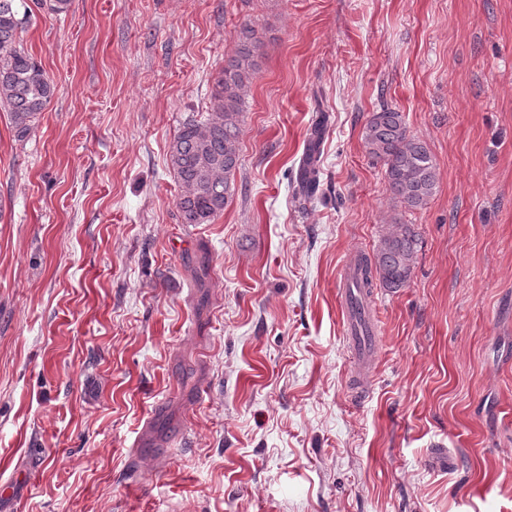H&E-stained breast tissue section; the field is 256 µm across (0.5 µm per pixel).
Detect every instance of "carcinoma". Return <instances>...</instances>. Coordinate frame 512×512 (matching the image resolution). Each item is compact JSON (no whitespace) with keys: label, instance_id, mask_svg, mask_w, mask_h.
<instances>
[{"label":"carcinoma","instance_id":"cac0c4a2","mask_svg":"<svg viewBox=\"0 0 512 512\" xmlns=\"http://www.w3.org/2000/svg\"><path fill=\"white\" fill-rule=\"evenodd\" d=\"M31 17L27 0H0V107L7 109L20 137L30 132L55 92L49 74L20 42ZM262 45L254 25L240 26L236 48L224 59V69L215 79L210 112L200 120L184 121L169 145L167 163L181 187L177 208L183 224L213 223L235 193L241 116L247 89L259 70ZM361 139L372 161L384 170L390 198L406 211L424 209L437 191L439 174L428 144L410 134L405 114L382 106L365 122ZM322 141L323 129L317 126L296 178L305 201L315 196L319 186ZM418 246L415 226L393 220L373 258L360 261L361 275L355 287L368 292L375 286L389 292L406 287Z\"/></svg>","mask_w":512,"mask_h":512}]
</instances>
